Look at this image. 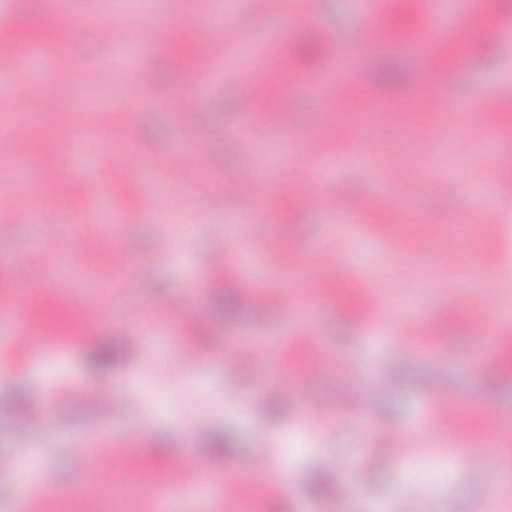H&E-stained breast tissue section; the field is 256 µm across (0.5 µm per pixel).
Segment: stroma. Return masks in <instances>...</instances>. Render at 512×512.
I'll return each instance as SVG.
<instances>
[{"label":"stroma","mask_w":512,"mask_h":512,"mask_svg":"<svg viewBox=\"0 0 512 512\" xmlns=\"http://www.w3.org/2000/svg\"><path fill=\"white\" fill-rule=\"evenodd\" d=\"M360 10L10 0L0 17V113L13 117L0 124V201L23 202L0 208V298L15 310L0 316V455L51 477L75 512H345L343 494L312 483L344 486L354 459L356 494L385 512H512V480L489 478L512 477V0H474L461 46L412 40L456 23V0L428 14L385 0L368 47ZM229 11L250 55L210 59L206 33ZM160 12L156 51L103 81L113 23L129 33ZM333 52L357 57L365 83L392 73L381 111L318 97L312 79ZM253 70L268 81V119L289 113L290 129L246 130ZM62 85L71 107L53 95ZM476 89L489 121L471 116ZM188 92L201 103L184 127ZM21 162L45 181L28 183ZM281 240L291 251L268 260ZM219 245L224 265L209 268ZM109 344L130 379L110 416L66 396L110 387L94 360ZM430 385L456 394L462 434L444 433ZM54 398L59 413L35 421ZM344 402L366 420L339 415ZM392 428L411 429L410 459L385 450ZM117 433L125 452L112 450ZM467 447L488 467L459 465ZM279 467L296 497L274 490ZM177 470L202 472L194 497L170 490Z\"/></svg>","instance_id":"obj_1"}]
</instances>
